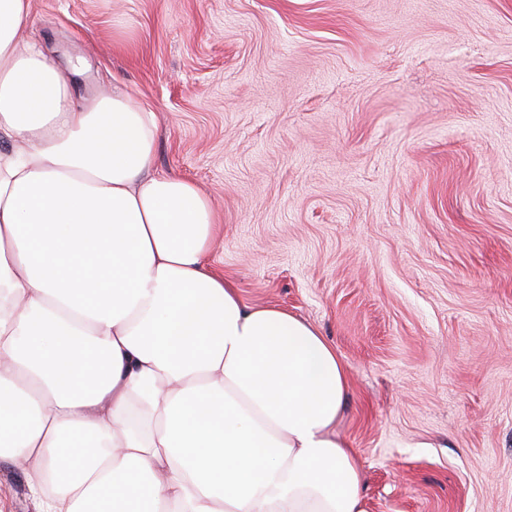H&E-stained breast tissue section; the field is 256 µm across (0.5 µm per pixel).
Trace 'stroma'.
I'll use <instances>...</instances> for the list:
<instances>
[{"instance_id":"stroma-1","label":"stroma","mask_w":512,"mask_h":512,"mask_svg":"<svg viewBox=\"0 0 512 512\" xmlns=\"http://www.w3.org/2000/svg\"><path fill=\"white\" fill-rule=\"evenodd\" d=\"M25 34L155 112L212 267L336 349L366 512H512V0H30Z\"/></svg>"}]
</instances>
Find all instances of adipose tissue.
<instances>
[{
	"label": "adipose tissue",
	"mask_w": 512,
	"mask_h": 512,
	"mask_svg": "<svg viewBox=\"0 0 512 512\" xmlns=\"http://www.w3.org/2000/svg\"><path fill=\"white\" fill-rule=\"evenodd\" d=\"M0 0V466L38 512H366L335 348L246 304L120 86L77 102Z\"/></svg>",
	"instance_id": "ef3b65f1"
}]
</instances>
